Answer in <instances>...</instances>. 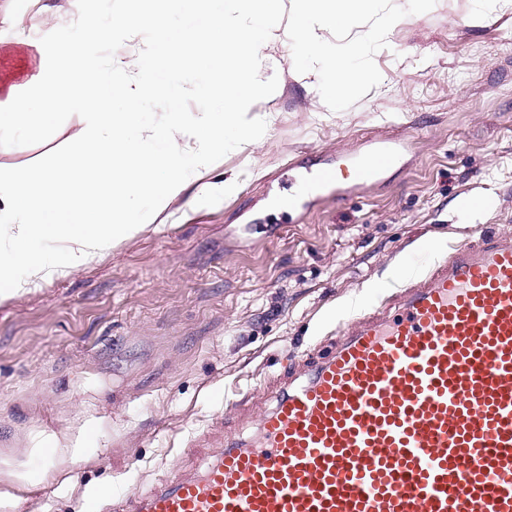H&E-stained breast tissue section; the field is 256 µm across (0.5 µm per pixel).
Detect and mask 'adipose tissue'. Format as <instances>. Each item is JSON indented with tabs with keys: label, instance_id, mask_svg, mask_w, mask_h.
Returning a JSON list of instances; mask_svg holds the SVG:
<instances>
[{
	"label": "adipose tissue",
	"instance_id": "1",
	"mask_svg": "<svg viewBox=\"0 0 512 512\" xmlns=\"http://www.w3.org/2000/svg\"><path fill=\"white\" fill-rule=\"evenodd\" d=\"M373 2L374 0H307L306 7L297 10L291 18L290 28L299 38L304 53L325 62L321 88L327 100H341L358 83L372 80L373 75L358 65V45H351L346 51L329 56L320 31L328 24L338 28L345 26L351 17L369 12ZM29 455L32 459L31 465L14 474L17 493H0V512H16L22 501V493L54 480L55 460L70 458L86 465L94 461L93 455L87 449L56 441L41 448L30 449Z\"/></svg>",
	"mask_w": 512,
	"mask_h": 512
}]
</instances>
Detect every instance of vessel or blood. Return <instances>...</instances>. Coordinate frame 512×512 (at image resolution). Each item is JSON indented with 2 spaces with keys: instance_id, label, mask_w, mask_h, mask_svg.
Here are the masks:
<instances>
[{
  "instance_id": "1",
  "label": "vessel or blood",
  "mask_w": 512,
  "mask_h": 512,
  "mask_svg": "<svg viewBox=\"0 0 512 512\" xmlns=\"http://www.w3.org/2000/svg\"><path fill=\"white\" fill-rule=\"evenodd\" d=\"M403 140L375 142L315 187L371 185ZM335 351L288 382L253 434L227 433L192 477L123 512H512V233L407 266L386 306L358 305Z\"/></svg>"
}]
</instances>
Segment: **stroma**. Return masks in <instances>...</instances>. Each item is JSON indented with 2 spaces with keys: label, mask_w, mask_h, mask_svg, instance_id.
<instances>
[{
  "label": "stroma",
  "mask_w": 512,
  "mask_h": 512,
  "mask_svg": "<svg viewBox=\"0 0 512 512\" xmlns=\"http://www.w3.org/2000/svg\"><path fill=\"white\" fill-rule=\"evenodd\" d=\"M76 17V0H0V87L27 89L41 36ZM321 36L337 51L357 42L373 80L330 104L322 63L286 32L260 72L279 84L253 108L257 143L193 174L94 262L0 301V492L28 449L100 425L96 463L65 462L19 512H77L194 474L226 433L253 432L301 360L333 350L354 302L396 292L422 241L439 257L512 232V0H375ZM79 127L74 115L45 143L0 150V168ZM380 135L409 148L379 182L342 202L303 191L308 158L347 169ZM206 185L218 192L203 200ZM482 196L494 207L461 211Z\"/></svg>",
  "instance_id": "35a3bbf8"
}]
</instances>
